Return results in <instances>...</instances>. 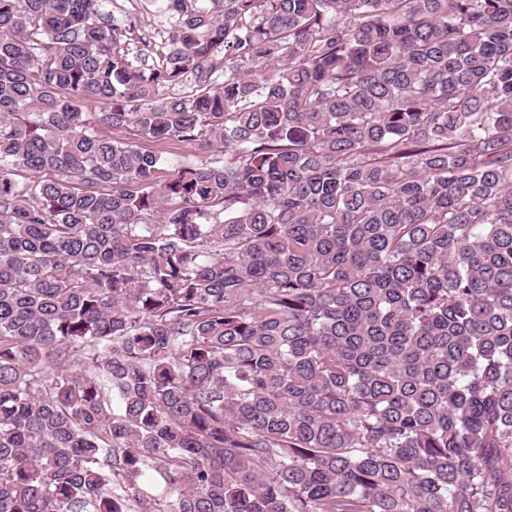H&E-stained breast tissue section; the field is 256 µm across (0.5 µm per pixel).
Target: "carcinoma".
<instances>
[{"label":"carcinoma","mask_w":512,"mask_h":512,"mask_svg":"<svg viewBox=\"0 0 512 512\" xmlns=\"http://www.w3.org/2000/svg\"><path fill=\"white\" fill-rule=\"evenodd\" d=\"M162 3L0 0V512H512V0ZM102 11L110 23L120 25L126 32L125 47L130 56L138 54L144 67H152L163 53L170 51L169 34L173 20L161 11L154 0H105ZM144 39L152 43L153 52L140 51ZM119 135L127 141L140 142L143 145L153 148L156 147V149L164 152L163 155L168 159V165L164 166L163 170H160L157 175V180H159L160 183L165 182L169 178L171 170L176 168L184 157L189 155L196 154L204 160L208 159L209 161H218L220 165L224 164V148L200 151L194 145H188L178 141H169L161 146H157L154 143L144 141L139 132L136 131V128L131 127L119 133Z\"/></svg>","instance_id":"obj_1"}]
</instances>
